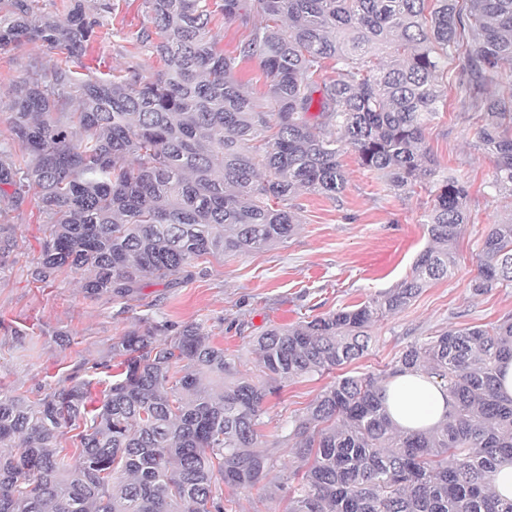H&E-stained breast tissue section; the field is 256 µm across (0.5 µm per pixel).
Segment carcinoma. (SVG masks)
I'll return each instance as SVG.
<instances>
[{"label":"carcinoma","instance_id":"obj_1","mask_svg":"<svg viewBox=\"0 0 512 512\" xmlns=\"http://www.w3.org/2000/svg\"><path fill=\"white\" fill-rule=\"evenodd\" d=\"M32 2L0 0V52L39 43L59 58L50 75L33 61L11 82L0 250L8 212L36 191L48 231L42 281L67 269L90 296L132 300L145 279L178 276L205 255L283 242L300 224L286 204L296 190L343 191L345 149L395 191L434 188L429 245L411 274L353 309L262 331L257 378L198 324L162 338L149 326L112 342L100 366L118 372L93 408L92 381L76 375L35 401L0 395V512H232L222 486L254 488L276 463L257 450L268 396L363 356L376 319L455 266L468 187L437 168L424 131L444 96L438 74L465 45L459 86L482 122L491 184L512 200V87L486 89L512 64V0H144L152 27L136 42L166 69L94 79L78 68L111 0H70L61 16H38ZM218 14L248 30L236 55L217 48ZM253 58L271 112L237 76ZM328 67L335 77L320 79ZM504 285L512 218L489 225L471 288ZM507 359L511 316L450 327L378 374L336 379L285 436L299 461L285 478L288 512H512L491 488L512 463V398L497 388ZM409 371L440 380L453 401L425 432L397 429L384 405V385Z\"/></svg>","mask_w":512,"mask_h":512}]
</instances>
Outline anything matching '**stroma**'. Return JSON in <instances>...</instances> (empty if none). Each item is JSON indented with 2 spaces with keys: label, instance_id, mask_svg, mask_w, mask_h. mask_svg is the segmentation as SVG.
<instances>
[{
  "label": "stroma",
  "instance_id": "stroma-1",
  "mask_svg": "<svg viewBox=\"0 0 512 512\" xmlns=\"http://www.w3.org/2000/svg\"><path fill=\"white\" fill-rule=\"evenodd\" d=\"M114 2V12L103 18L110 37L94 43L85 56L83 76L117 74L131 67L150 75L163 69L158 57L134 42L135 34L150 25L143 0ZM51 57L38 44L0 54L1 132L8 126L2 108L11 79L30 59L46 62ZM467 69V55L449 60L440 78L443 104L425 130L439 169L469 188V220L452 245L454 271L431 282L406 308L376 321L367 353L344 365V372L380 373L408 346L437 331L512 315V286L479 296L470 288L487 226L512 217V206L490 185L493 163L478 146L480 123L459 89ZM340 161L347 183L337 199L309 191L292 197L300 223L286 242L206 257L174 280L145 279L134 300L88 296L68 272L46 282L36 280L45 225L37 194H29L10 214L14 244L0 253V392L36 400L83 363L101 360L113 340L147 321L173 329L201 324L238 370L252 376L258 372L252 343L261 330L288 328L394 287L410 275L417 254L428 244L423 219L430 193L420 187L411 193L390 189L360 165L352 150H344ZM334 379L331 373L298 378L267 398L259 442L262 450H275L276 464L259 486L225 490L236 512H283L288 488L281 476L295 469L297 461L282 439L295 415Z\"/></svg>",
  "mask_w": 512,
  "mask_h": 512
}]
</instances>
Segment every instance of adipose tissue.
I'll list each match as a JSON object with an SVG mask.
<instances>
[{
  "mask_svg": "<svg viewBox=\"0 0 512 512\" xmlns=\"http://www.w3.org/2000/svg\"><path fill=\"white\" fill-rule=\"evenodd\" d=\"M385 404L392 421L404 430L432 428L452 408L445 388L434 379L411 372L389 381Z\"/></svg>",
  "mask_w": 512,
  "mask_h": 512,
  "instance_id": "1",
  "label": "adipose tissue"
}]
</instances>
